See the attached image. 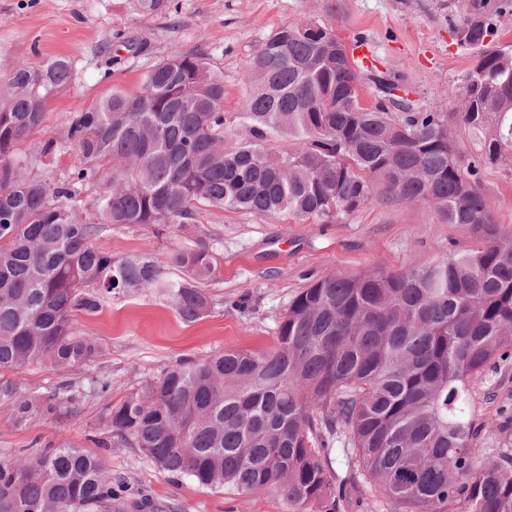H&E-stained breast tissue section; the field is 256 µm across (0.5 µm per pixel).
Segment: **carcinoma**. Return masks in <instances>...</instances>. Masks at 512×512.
<instances>
[{"label": "carcinoma", "mask_w": 512, "mask_h": 512, "mask_svg": "<svg viewBox=\"0 0 512 512\" xmlns=\"http://www.w3.org/2000/svg\"><path fill=\"white\" fill-rule=\"evenodd\" d=\"M453 33L476 51L458 112L469 156L448 116L416 111L381 76L370 80L389 104L362 106L358 64L336 65L344 45L310 21L280 27L254 53L238 146L224 149L223 78L203 55L174 50L139 93L113 91L44 144V157L62 147L80 159L49 183L17 149L72 80L73 59L17 66L0 107V370L93 362L103 347L78 333L77 317L108 296L163 288L184 321L208 313L201 285L219 268L205 237L173 251L183 277L171 280L147 253L97 248L114 226L197 227L209 208L332 224L380 185L434 206L479 246L423 267L312 280L288 302L273 349L227 350L142 382L100 407L106 437L94 443L137 448L201 488L275 491L288 512H340L365 485L393 512H512V455L488 461L470 400L473 381L512 362V229L496 222L479 178L512 161V48H486L484 0ZM279 134L297 147L272 150ZM83 187L95 190L87 218L66 204ZM81 399L70 381L38 400L0 380L18 426L71 416ZM337 433L350 444L343 478L326 464ZM129 491L100 455L70 444L0 462V512H112Z\"/></svg>", "instance_id": "carcinoma-1"}]
</instances>
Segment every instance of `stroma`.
I'll list each match as a JSON object with an SVG mask.
<instances>
[{"label": "stroma", "instance_id": "obj_1", "mask_svg": "<svg viewBox=\"0 0 512 512\" xmlns=\"http://www.w3.org/2000/svg\"><path fill=\"white\" fill-rule=\"evenodd\" d=\"M468 0H171L150 12L138 0H0V91L19 64L38 67L47 57L75 60L71 83L52 98L44 121L22 143L39 155L58 139L73 113L86 111L112 91L138 92L145 72L171 51L200 53L224 79V111L235 116L248 86L249 63L272 33L286 24L313 21L332 28L346 47L365 45L374 68L387 72L416 108L448 115L463 150L471 142L456 112L473 56L452 29ZM481 186L498 223L512 228V166L490 167ZM204 232L219 254L220 278L206 290L213 306L205 317L182 321L170 300L148 290L104 302L94 316H79L80 332L104 347L94 362L72 371L43 361L9 372L35 396L62 381L90 388L104 379L106 399L86 401L80 413L58 421L33 418L16 426L0 410V462L32 444L87 447L104 401L116 402L144 380L187 360L218 352L273 347L275 323L308 278L358 276L419 267L465 252L477 242L445 223L429 205L403 203L383 192L333 224L286 215L212 209L201 228L160 234L150 226L115 227L95 239L113 256L151 253L178 277L170 256L184 239ZM473 402L487 429L504 427L512 441V365L472 385ZM103 456L114 475L169 505V512H288L281 495L203 489L175 480L138 449L110 448Z\"/></svg>", "mask_w": 512, "mask_h": 512}]
</instances>
